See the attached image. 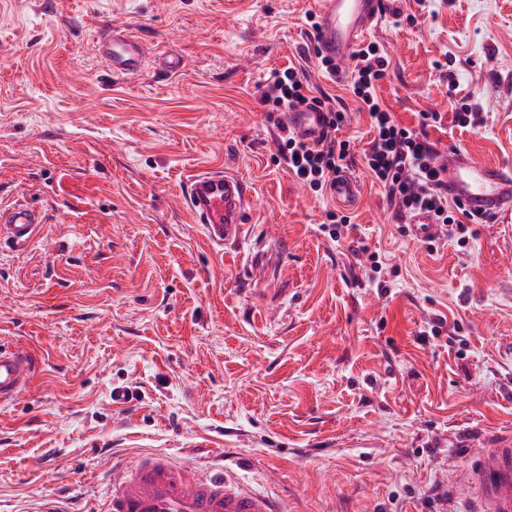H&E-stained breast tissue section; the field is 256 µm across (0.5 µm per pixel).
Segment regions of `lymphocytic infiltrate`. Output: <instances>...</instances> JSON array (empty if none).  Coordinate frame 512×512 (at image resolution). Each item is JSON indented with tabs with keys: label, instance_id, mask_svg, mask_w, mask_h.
Listing matches in <instances>:
<instances>
[{
	"label": "lymphocytic infiltrate",
	"instance_id": "obj_1",
	"mask_svg": "<svg viewBox=\"0 0 512 512\" xmlns=\"http://www.w3.org/2000/svg\"><path fill=\"white\" fill-rule=\"evenodd\" d=\"M389 61L378 43L370 42L356 55L348 75L349 87L369 115L373 136L364 147H357L338 133L347 115L332 104L330 97H316L306 77L289 67L273 72L261 94V104L270 112H283L308 105L327 111L328 131L316 143L301 140L286 125H279L278 154L301 184L323 195L332 187L336 173L363 165L369 176L384 190L395 213L415 208L433 211L439 224L448 228L458 245H467L474 216L460 218L461 207L442 193L443 170L436 164L437 149L424 133L402 126L385 109L377 89L385 77Z\"/></svg>",
	"mask_w": 512,
	"mask_h": 512
}]
</instances>
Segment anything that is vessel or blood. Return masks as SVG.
Segmentation results:
<instances>
[{
    "label": "vessel or blood",
    "mask_w": 512,
    "mask_h": 512,
    "mask_svg": "<svg viewBox=\"0 0 512 512\" xmlns=\"http://www.w3.org/2000/svg\"><path fill=\"white\" fill-rule=\"evenodd\" d=\"M385 6V0H316L317 49L336 75H343L383 17ZM96 50L115 78L140 76L149 58L145 44L118 23L100 32ZM284 117L289 129L308 142L317 140L327 126L325 112L317 108L293 109ZM438 163L444 169L449 201L494 222L512 220V167L480 161L458 147L440 152ZM333 196L340 205L354 204L357 180L339 172ZM253 203L250 186L223 167L202 169L187 179L185 204L212 246L240 240L244 216ZM403 221L419 238L436 234L437 220L431 212L414 211ZM42 222L40 213L25 205L0 209V243L27 245ZM38 369L31 352L1 342L0 405L18 400ZM104 475L112 485L104 512H286L281 500L246 486L227 468L204 472L165 454L106 462ZM460 477L470 490L467 512H512V437L485 449L476 466Z\"/></svg>",
    "instance_id": "vessel-or-blood-1"
}]
</instances>
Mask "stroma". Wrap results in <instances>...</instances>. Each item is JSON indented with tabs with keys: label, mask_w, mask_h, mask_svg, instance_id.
<instances>
[{
	"label": "stroma",
	"mask_w": 512,
	"mask_h": 512,
	"mask_svg": "<svg viewBox=\"0 0 512 512\" xmlns=\"http://www.w3.org/2000/svg\"><path fill=\"white\" fill-rule=\"evenodd\" d=\"M387 2L369 39L395 117L442 113L436 148L512 163V0ZM314 10L0 0V205L45 214L33 243L0 250V341L40 365L0 405V512L50 496L94 512L105 455L152 453L237 468L292 512H463L447 469L512 434V223L428 243L357 168L355 228L337 243L334 198L277 161L259 86L289 66L348 112L345 135L371 138L318 64ZM111 21L183 70L110 77L94 40ZM453 100L483 124L455 126ZM219 165L256 195L243 241L223 249L184 204L187 175ZM438 316L459 333L421 340Z\"/></svg>",
	"instance_id": "stroma-1"
}]
</instances>
